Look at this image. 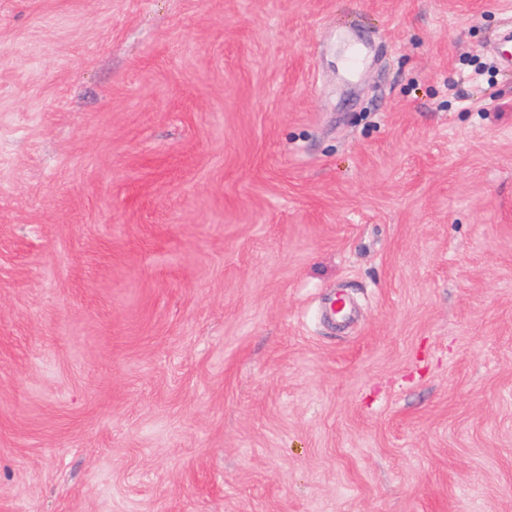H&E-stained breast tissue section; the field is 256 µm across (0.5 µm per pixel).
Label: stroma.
<instances>
[{
    "label": "stroma",
    "mask_w": 512,
    "mask_h": 512,
    "mask_svg": "<svg viewBox=\"0 0 512 512\" xmlns=\"http://www.w3.org/2000/svg\"><path fill=\"white\" fill-rule=\"evenodd\" d=\"M511 13L0 0V512H512Z\"/></svg>",
    "instance_id": "obj_1"
}]
</instances>
